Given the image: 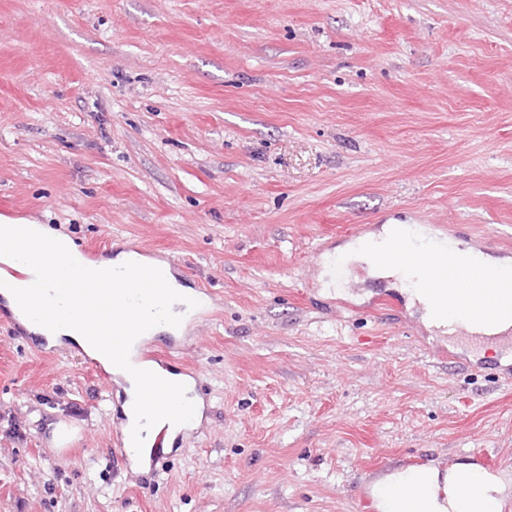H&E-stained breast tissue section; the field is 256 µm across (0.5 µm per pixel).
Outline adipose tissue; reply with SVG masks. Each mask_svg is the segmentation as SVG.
<instances>
[{"mask_svg":"<svg viewBox=\"0 0 512 512\" xmlns=\"http://www.w3.org/2000/svg\"><path fill=\"white\" fill-rule=\"evenodd\" d=\"M0 249L27 264V279H0V296L8 309L33 335L68 338L89 355L109 365L126 385L123 406L133 423L125 433L126 443L135 449L150 448L156 428L167 427L170 435L180 434L198 415L197 406L174 408L172 413L150 415L144 409L147 393H161L178 378L157 367H137L115 352L119 344L112 331V309L97 306L98 297L109 290L112 270L138 261L137 253L119 252L115 257L83 264L75 293L87 305L84 320L39 317L38 303L46 296L41 269L71 267L79 252L72 240L49 227L20 219H0ZM505 492L503 481L470 463H458L447 471L436 467L407 466L377 478L372 485L375 512H499Z\"/></svg>","mask_w":512,"mask_h":512,"instance_id":"ef3b65f1","label":"adipose tissue"}]
</instances>
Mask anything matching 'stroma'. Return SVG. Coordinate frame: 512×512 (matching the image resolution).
I'll list each match as a JSON object with an SVG mask.
<instances>
[{
  "instance_id": "35a3bbf8",
  "label": "stroma",
  "mask_w": 512,
  "mask_h": 512,
  "mask_svg": "<svg viewBox=\"0 0 512 512\" xmlns=\"http://www.w3.org/2000/svg\"><path fill=\"white\" fill-rule=\"evenodd\" d=\"M0 217L175 257L213 308L166 456L0 301V512H372L376 477L512 479V379L327 257L424 224L512 259V0H0ZM77 428L55 448L53 422Z\"/></svg>"
}]
</instances>
